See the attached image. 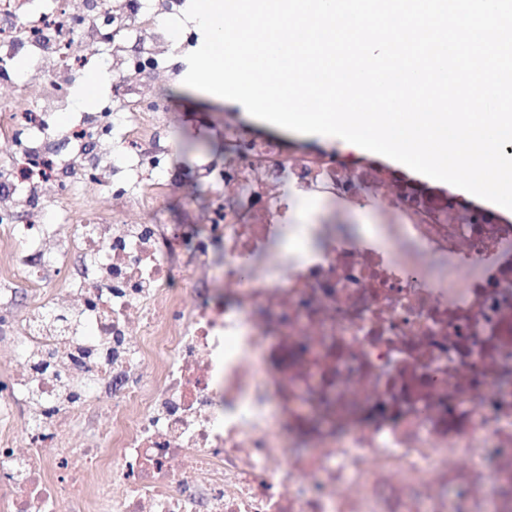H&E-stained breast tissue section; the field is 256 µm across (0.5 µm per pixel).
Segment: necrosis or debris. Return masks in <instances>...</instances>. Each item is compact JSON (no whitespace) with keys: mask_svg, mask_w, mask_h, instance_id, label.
Returning a JSON list of instances; mask_svg holds the SVG:
<instances>
[{"mask_svg":"<svg viewBox=\"0 0 512 512\" xmlns=\"http://www.w3.org/2000/svg\"><path fill=\"white\" fill-rule=\"evenodd\" d=\"M0 27V80L19 49L79 74L70 43L140 34L125 66L155 72L179 47L160 0H68ZM65 97L9 113L0 160L28 221L0 208L33 303L11 331L8 404L37 396L18 446L0 410V512H512V224L456 198L422 200L341 154L285 156L224 132L222 169L201 168L213 206L175 235L130 221L172 185L159 148L171 106L135 91L61 121ZM112 191L111 217L53 224L81 181ZM381 203L374 224H292L331 195ZM207 293L187 306L172 285ZM49 363L54 380L39 370ZM113 387L112 429L66 446L71 423Z\"/></svg>","mask_w":512,"mask_h":512,"instance_id":"1","label":"necrosis or debris"}]
</instances>
